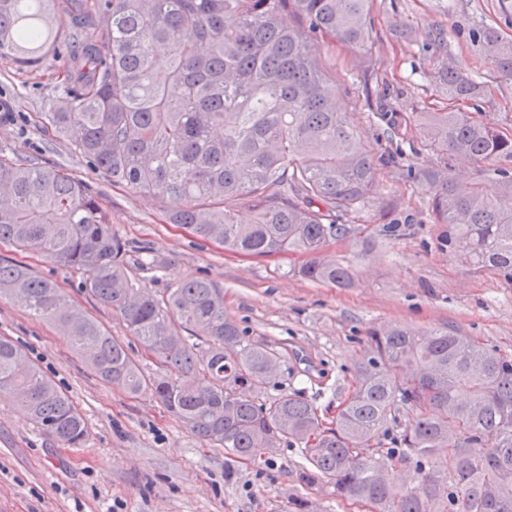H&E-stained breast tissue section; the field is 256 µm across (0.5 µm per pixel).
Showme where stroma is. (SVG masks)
<instances>
[{
  "label": "stroma",
  "mask_w": 512,
  "mask_h": 512,
  "mask_svg": "<svg viewBox=\"0 0 512 512\" xmlns=\"http://www.w3.org/2000/svg\"><path fill=\"white\" fill-rule=\"evenodd\" d=\"M372 18L371 70L341 45L328 48L342 111L379 142L372 203L358 217L369 234L327 248L350 265L347 288L300 276L303 254L243 257L165 223L158 199L112 184L70 141L46 129L43 114L62 94L63 58L51 54L28 69L0 57V156H38L97 191L140 284L160 293L205 277L223 288L224 312L245 342L272 348L279 384L312 403L326 423L353 390V366L372 326H452L512 354V283L469 266L463 241L434 214L421 174L439 160L415 121L418 113L443 111L435 73L445 63L486 89L466 111L512 135V80L499 77L469 36L478 24L512 36V11L500 0H374ZM437 29L439 47L431 41ZM386 224L398 232L385 235ZM0 257L18 256L3 246ZM18 258L55 280L112 336L129 340L122 320L85 292L79 274L36 251ZM0 336L24 347L88 425L86 443L66 448L0 398V512H295L297 498L309 512H367L325 483L301 484L298 445L267 449L270 464L259 471L210 447L158 400L102 383L54 325L31 317L20 300L0 299Z\"/></svg>",
  "instance_id": "1"
}]
</instances>
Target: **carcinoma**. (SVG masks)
<instances>
[{"label": "carcinoma", "instance_id": "obj_1", "mask_svg": "<svg viewBox=\"0 0 512 512\" xmlns=\"http://www.w3.org/2000/svg\"><path fill=\"white\" fill-rule=\"evenodd\" d=\"M56 4L0 0V56L36 68L48 52L67 51L64 94L44 113L55 133L112 182L158 198L166 223L198 240L254 257L302 253V277L351 283L325 251L367 229L342 218L370 202L377 152L338 109L324 40L372 59L373 0H75V38L65 44ZM474 36L511 80L512 37L483 25ZM436 81L452 102L483 95L446 64ZM422 127L441 163L426 174L434 213L466 238L471 264L512 281V171L493 169V194L480 179L461 188L448 177L450 157L512 159V136L460 110L427 112ZM239 206L250 223L237 221ZM3 244L79 273L157 370L145 373L127 345L22 262L0 258V298L22 296L102 382L158 399L211 446L260 468L263 449L301 445L303 483L324 479L371 512H512V354L453 327L371 328L356 388L326 426L308 401L270 393L275 354L243 342L213 281L161 294L137 283L99 196L82 182L35 158L0 156ZM2 396L62 445L86 441L73 401L5 336ZM408 413L414 424L390 434ZM398 464L412 470L409 483L396 484Z\"/></svg>", "mask_w": 512, "mask_h": 512}]
</instances>
